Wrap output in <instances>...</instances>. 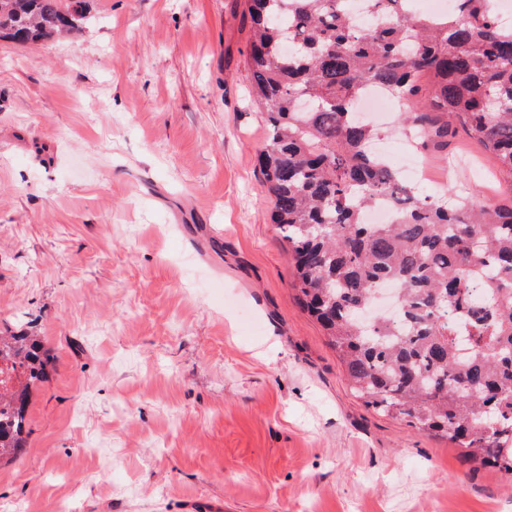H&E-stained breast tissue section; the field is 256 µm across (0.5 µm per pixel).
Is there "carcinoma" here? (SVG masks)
Returning <instances> with one entry per match:
<instances>
[{"label": "carcinoma", "instance_id": "cac0c4a2", "mask_svg": "<svg viewBox=\"0 0 512 512\" xmlns=\"http://www.w3.org/2000/svg\"><path fill=\"white\" fill-rule=\"evenodd\" d=\"M246 0V69L269 136L260 154L272 221L291 250L300 305L323 327L350 388L374 411L512 475V201L480 191L420 193L370 150L354 112L376 86L404 105L400 129L448 154L462 130L512 177V23L492 0L441 16L408 0ZM84 0H0V36L18 44L78 29ZM384 201L390 224H367ZM399 314L367 321L377 288ZM37 336L0 335V375H45ZM26 389L0 381V460L23 451Z\"/></svg>", "mask_w": 512, "mask_h": 512}]
</instances>
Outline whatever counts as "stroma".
Masks as SVG:
<instances>
[{"instance_id": "stroma-1", "label": "stroma", "mask_w": 512, "mask_h": 512, "mask_svg": "<svg viewBox=\"0 0 512 512\" xmlns=\"http://www.w3.org/2000/svg\"><path fill=\"white\" fill-rule=\"evenodd\" d=\"M243 0H86L0 41V330L42 336L0 512H512V476L354 397L257 156ZM440 191L487 154L455 137Z\"/></svg>"}]
</instances>
